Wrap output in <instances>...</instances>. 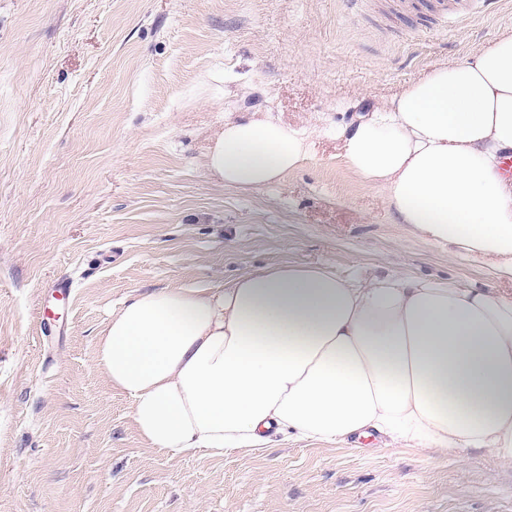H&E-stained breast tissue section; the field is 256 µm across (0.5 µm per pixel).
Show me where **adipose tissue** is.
Returning <instances> with one entry per match:
<instances>
[{
  "label": "adipose tissue",
  "mask_w": 512,
  "mask_h": 512,
  "mask_svg": "<svg viewBox=\"0 0 512 512\" xmlns=\"http://www.w3.org/2000/svg\"><path fill=\"white\" fill-rule=\"evenodd\" d=\"M344 157L398 223L493 259L512 279V34L442 66L358 122ZM311 134L228 114L206 153L222 185L258 189L309 156ZM95 360L137 432L171 456L262 449L270 435L377 432L392 444L512 464V295L403 273L283 264L206 288L129 297Z\"/></svg>",
  "instance_id": "adipose-tissue-1"
}]
</instances>
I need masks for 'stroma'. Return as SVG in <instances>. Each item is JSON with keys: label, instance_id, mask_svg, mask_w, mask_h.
<instances>
[{"label": "stroma", "instance_id": "stroma-1", "mask_svg": "<svg viewBox=\"0 0 512 512\" xmlns=\"http://www.w3.org/2000/svg\"><path fill=\"white\" fill-rule=\"evenodd\" d=\"M453 3L0 0V512H512V466L487 454L278 435L167 455L95 362L134 293L283 263L512 293L481 257L396 223L329 133L512 33V0ZM248 109L314 134L303 165L237 190L204 159Z\"/></svg>", "mask_w": 512, "mask_h": 512}]
</instances>
